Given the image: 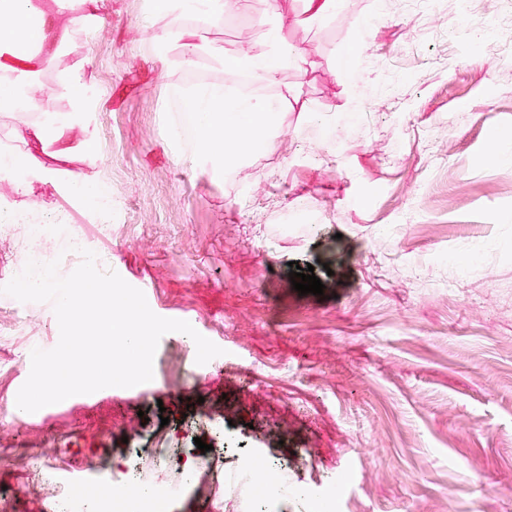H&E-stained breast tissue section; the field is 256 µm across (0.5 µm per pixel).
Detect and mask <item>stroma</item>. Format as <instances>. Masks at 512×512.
Returning a JSON list of instances; mask_svg holds the SVG:
<instances>
[{
    "instance_id": "obj_1",
    "label": "stroma",
    "mask_w": 512,
    "mask_h": 512,
    "mask_svg": "<svg viewBox=\"0 0 512 512\" xmlns=\"http://www.w3.org/2000/svg\"><path fill=\"white\" fill-rule=\"evenodd\" d=\"M305 74L282 69L294 96L270 140L224 175L166 144L177 77L157 61L168 23L144 0H100V25L78 33L55 68L97 98L98 150L71 160L33 146L51 168L35 183L43 215L140 287L156 315L189 322L222 348L196 364L186 334L159 341L153 379L107 387L17 416L33 349L59 341L51 303L0 294L14 319L0 336V502L41 512L30 455L58 448L69 470L45 483L122 475L128 448H185V417L208 418L244 451L274 462L317 445L295 486L337 484L333 512H512V159L488 147L512 133V28L489 20L512 0H346L297 28L298 0H269ZM256 0L203 26L212 53L260 48ZM374 84L375 103L361 88ZM92 177L112 195L102 233ZM323 295H299L291 262ZM169 424H162V417Z\"/></svg>"
}]
</instances>
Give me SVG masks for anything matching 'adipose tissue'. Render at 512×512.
Instances as JSON below:
<instances>
[{"label":"adipose tissue","mask_w":512,"mask_h":512,"mask_svg":"<svg viewBox=\"0 0 512 512\" xmlns=\"http://www.w3.org/2000/svg\"><path fill=\"white\" fill-rule=\"evenodd\" d=\"M158 11L173 23L156 32L154 43L164 70L173 76L194 72L206 47L189 30L188 21L208 22L234 12L237 0H155ZM79 12H69L65 0L56 10L46 11L43 0H0V111L15 109L17 97H25L26 127L32 142L53 145V154L67 159L97 148V139L85 118L93 109L91 94L81 76L62 72L52 83L40 76L53 66L62 45L80 31L99 22V0H79ZM218 79L191 83L185 91L190 109L197 115L198 137L202 143L195 162L202 167L225 169L240 165L243 152L265 143L278 100L245 97L229 89L223 75L249 70L257 82L275 86L288 64L304 70L305 58L281 35L277 26L264 34L260 51H244L215 58ZM65 97L68 108L58 114L57 97ZM30 152L15 149L0 156V195L29 197L30 208H39L33 198L35 181L49 179L48 168H33Z\"/></svg>","instance_id":"ef3b65f1"}]
</instances>
